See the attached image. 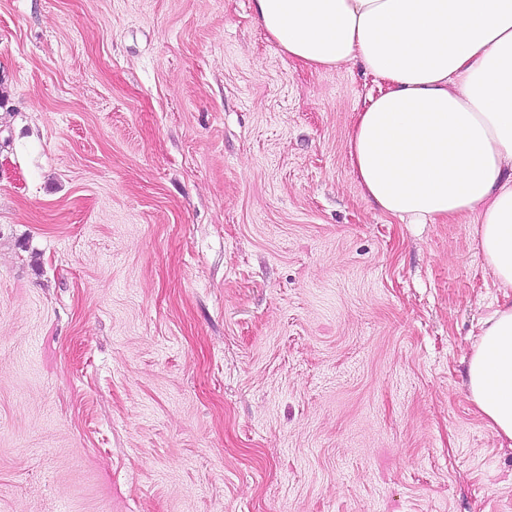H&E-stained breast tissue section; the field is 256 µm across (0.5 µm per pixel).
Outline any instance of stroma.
<instances>
[{"mask_svg":"<svg viewBox=\"0 0 512 512\" xmlns=\"http://www.w3.org/2000/svg\"><path fill=\"white\" fill-rule=\"evenodd\" d=\"M254 0H0V512H512L504 296L382 214ZM468 362L469 399L512 445V301L484 322Z\"/></svg>","mask_w":512,"mask_h":512,"instance_id":"obj_1","label":"stroma"}]
</instances>
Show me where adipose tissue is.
<instances>
[{
	"instance_id": "adipose-tissue-1",
	"label": "adipose tissue",
	"mask_w": 512,
	"mask_h": 512,
	"mask_svg": "<svg viewBox=\"0 0 512 512\" xmlns=\"http://www.w3.org/2000/svg\"><path fill=\"white\" fill-rule=\"evenodd\" d=\"M288 58L360 60L376 82L354 114L351 169L410 224L470 219L497 287L512 291V0H254ZM469 399L512 443V301L485 321Z\"/></svg>"
}]
</instances>
